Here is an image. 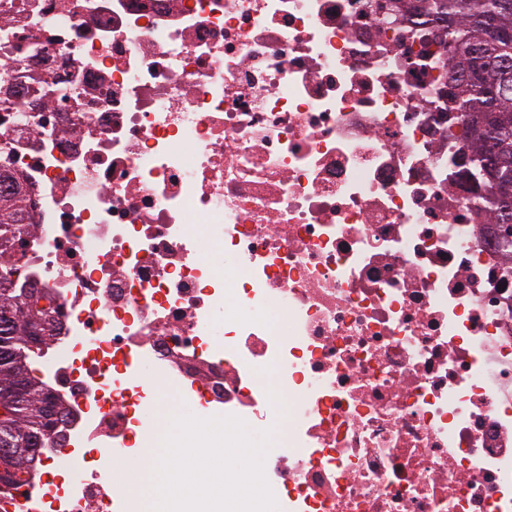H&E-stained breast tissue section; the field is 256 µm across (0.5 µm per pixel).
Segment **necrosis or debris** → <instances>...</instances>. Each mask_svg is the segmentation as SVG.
Here are the masks:
<instances>
[{
	"mask_svg": "<svg viewBox=\"0 0 512 512\" xmlns=\"http://www.w3.org/2000/svg\"><path fill=\"white\" fill-rule=\"evenodd\" d=\"M374 2L0 0V265L56 302L63 512L135 500L155 389L271 432L278 512H512L511 256L425 0Z\"/></svg>",
	"mask_w": 512,
	"mask_h": 512,
	"instance_id": "obj_1",
	"label": "necrosis or debris"
}]
</instances>
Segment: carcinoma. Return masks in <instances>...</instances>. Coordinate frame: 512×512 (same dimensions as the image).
I'll list each match as a JSON object with an SVG mask.
<instances>
[{"instance_id": "obj_1", "label": "carcinoma", "mask_w": 512, "mask_h": 512, "mask_svg": "<svg viewBox=\"0 0 512 512\" xmlns=\"http://www.w3.org/2000/svg\"><path fill=\"white\" fill-rule=\"evenodd\" d=\"M430 14L448 28L439 33L448 45L458 92L451 98L462 114V138L470 144L472 170L468 176L485 182L487 202L493 206L502 243L512 248V198L500 195L501 185L512 186V42L496 36V29H512V0H429ZM492 138L507 160L489 161L486 139ZM10 269L0 276V318L12 316L14 331L0 334V442H12L15 452L0 458V486H15L14 476L27 473L37 479L43 470L34 468L35 454L28 451L30 439L42 436V447L54 442L58 420L48 409H57L26 362L31 348L30 329L48 332L54 310L43 304L46 293L35 288L23 293L10 287Z\"/></svg>"}]
</instances>
